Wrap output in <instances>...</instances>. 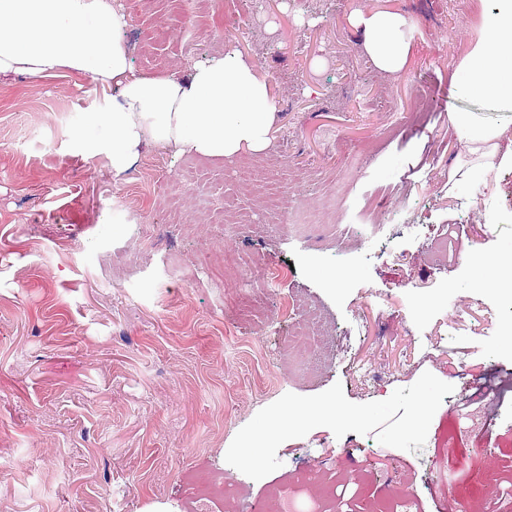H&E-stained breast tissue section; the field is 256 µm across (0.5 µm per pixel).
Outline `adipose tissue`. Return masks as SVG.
<instances>
[{
	"mask_svg": "<svg viewBox=\"0 0 512 512\" xmlns=\"http://www.w3.org/2000/svg\"><path fill=\"white\" fill-rule=\"evenodd\" d=\"M373 65L401 74L412 24L390 10L353 19ZM128 19L114 0H0V80L37 81L62 72L116 88L112 110L91 113L77 133L86 147L106 144L122 170L146 149H176L216 160L263 154L276 122L266 81L240 55L228 54L185 72L145 77L135 72L125 40ZM456 98L512 112V0H480L478 38L450 74ZM460 162L449 180L486 181L512 162V121L492 123L477 113H453Z\"/></svg>",
	"mask_w": 512,
	"mask_h": 512,
	"instance_id": "adipose-tissue-1",
	"label": "adipose tissue"
}]
</instances>
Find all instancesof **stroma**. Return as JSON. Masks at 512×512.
<instances>
[{
  "instance_id": "obj_1",
  "label": "stroma",
  "mask_w": 512,
  "mask_h": 512,
  "mask_svg": "<svg viewBox=\"0 0 512 512\" xmlns=\"http://www.w3.org/2000/svg\"><path fill=\"white\" fill-rule=\"evenodd\" d=\"M135 70L170 74L236 50L281 102L269 149L230 161L144 151L115 172L112 155L77 142L88 113L118 98L68 72L0 84V512H255L276 490L291 512H386L410 490L420 512H512V355L499 350L512 296L481 286L512 240V164L488 184L448 188L457 161L450 115L501 113L454 98L449 75L477 38L478 0H199L185 50L170 0H120ZM385 7L413 25L402 76L370 62L356 10ZM238 38L225 42V31ZM392 96L395 109L375 107ZM332 209L375 191L400 201L402 237L360 242L333 216L296 246L265 223L259 194ZM230 200L231 232L206 223L202 197ZM447 235L434 258L429 244ZM344 252L353 279L322 282ZM279 273L244 293L219 280L228 260ZM333 332L289 365L288 332L311 320ZM452 384L420 449L325 427L282 443L259 480L229 465L237 432L284 394L341 384L354 403L387 399L423 372ZM487 408L485 429L458 425L459 405ZM224 479V497L202 480Z\"/></svg>"
}]
</instances>
